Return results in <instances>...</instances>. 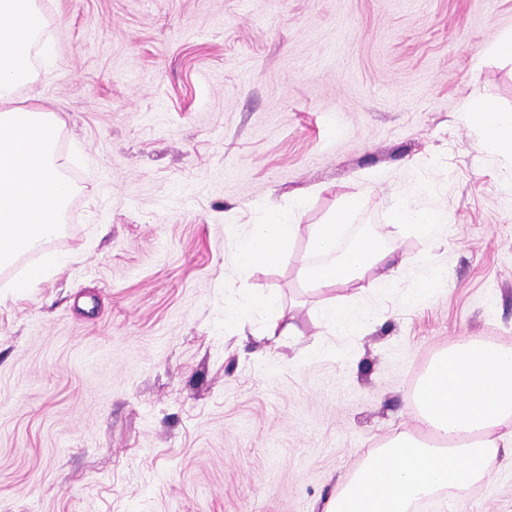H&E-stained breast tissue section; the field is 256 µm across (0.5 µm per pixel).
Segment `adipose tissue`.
<instances>
[{"label":"adipose tissue","mask_w":512,"mask_h":512,"mask_svg":"<svg viewBox=\"0 0 512 512\" xmlns=\"http://www.w3.org/2000/svg\"><path fill=\"white\" fill-rule=\"evenodd\" d=\"M52 64L39 0H0V266L56 236L73 193L58 162L55 117L18 97ZM468 112L483 132L480 149L512 156V125L500 109L478 99ZM355 201L340 198L320 223L307 226L300 223L302 203L268 208L235 236L239 276L271 266L303 232L312 260L298 270L302 283L332 290L373 269L381 270L382 284L393 283L400 267L391 249L371 235L344 238ZM228 317L260 319L259 336L273 342L296 333L270 296L254 297ZM414 407L417 428L368 452L338 480L322 512H415L424 499L435 500V512H458L460 491L483 482L494 464L512 468V349L461 337L434 358Z\"/></svg>","instance_id":"adipose-tissue-1"}]
</instances>
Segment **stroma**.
Instances as JSON below:
<instances>
[{
  "instance_id": "1",
  "label": "stroma",
  "mask_w": 512,
  "mask_h": 512,
  "mask_svg": "<svg viewBox=\"0 0 512 512\" xmlns=\"http://www.w3.org/2000/svg\"><path fill=\"white\" fill-rule=\"evenodd\" d=\"M53 68L20 91L63 122L75 191L30 292L0 270V512H321L413 428L427 367L464 336L512 348V158L473 96L512 110V0H47ZM359 194L350 234L410 259L335 292L305 237L240 279L232 231L304 194L301 224ZM431 238L392 227L396 198ZM437 270L421 302L405 298ZM275 294L273 345L224 309ZM369 315L335 331L321 308ZM460 512H512L492 468ZM466 112L482 129L480 149L512 156V121L509 126L499 108L484 99H478L472 102ZM391 220L394 227L410 228L419 235L433 237L439 226L443 224V217L439 212H422L413 208L408 200L398 202L392 212ZM67 262V259L58 255H47L43 264L31 268L25 275L18 280L14 288L17 290H26L33 288L42 278L49 274L52 270L58 269L61 265Z\"/></svg>"
}]
</instances>
